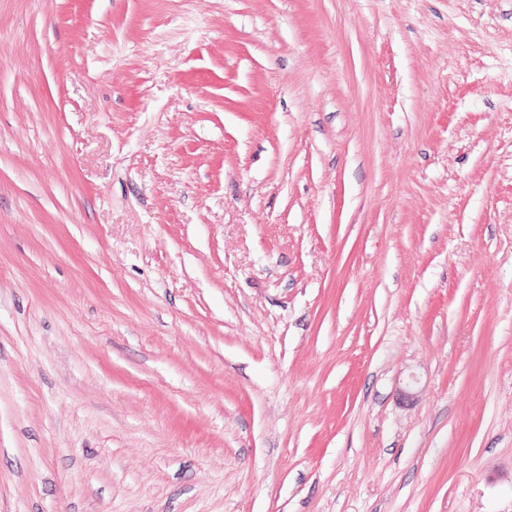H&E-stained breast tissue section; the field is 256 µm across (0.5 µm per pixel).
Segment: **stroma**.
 Instances as JSON below:
<instances>
[{"instance_id":"stroma-1","label":"stroma","mask_w":512,"mask_h":512,"mask_svg":"<svg viewBox=\"0 0 512 512\" xmlns=\"http://www.w3.org/2000/svg\"><path fill=\"white\" fill-rule=\"evenodd\" d=\"M0 512H512V0H0Z\"/></svg>"}]
</instances>
